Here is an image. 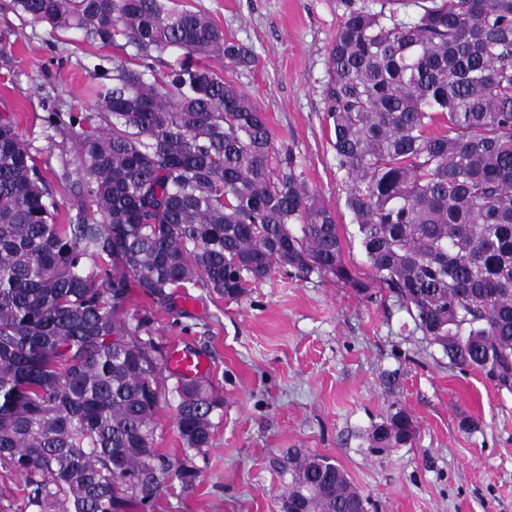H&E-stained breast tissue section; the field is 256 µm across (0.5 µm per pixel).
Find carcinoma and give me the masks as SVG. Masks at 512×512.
<instances>
[{
  "label": "carcinoma",
  "mask_w": 512,
  "mask_h": 512,
  "mask_svg": "<svg viewBox=\"0 0 512 512\" xmlns=\"http://www.w3.org/2000/svg\"><path fill=\"white\" fill-rule=\"evenodd\" d=\"M411 21L353 11L328 54L327 120L345 207L376 279L417 330L460 369L512 391V0H423ZM52 30L113 61L96 111L51 105L46 128L74 142L63 224L16 122L0 118V478L24 482V508L135 512L172 477L192 480L156 443L164 362L133 289L167 307L175 293L241 296L281 267L332 276L360 293L334 214L293 154L274 159L264 113L193 58L255 62L206 16L173 0H13ZM183 58L145 79L153 53ZM95 125L99 132H78ZM300 226L295 232L293 226ZM184 449L212 442L224 405L177 381ZM401 406L368 447L412 445ZM283 512H369L371 501L325 456L290 448Z\"/></svg>",
  "instance_id": "carcinoma-1"
}]
</instances>
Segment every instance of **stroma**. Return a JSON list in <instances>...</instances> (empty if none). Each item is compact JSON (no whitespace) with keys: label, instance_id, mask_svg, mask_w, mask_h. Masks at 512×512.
<instances>
[{"label":"stroma","instance_id":"35a3bbf8","mask_svg":"<svg viewBox=\"0 0 512 512\" xmlns=\"http://www.w3.org/2000/svg\"><path fill=\"white\" fill-rule=\"evenodd\" d=\"M205 13L227 40L249 46L253 66L221 58L207 66L265 113L274 145L290 150L308 185L336 215L344 259L370 286L361 295L336 278L282 268L237 299L180 291L155 310L134 293L130 310L154 317L164 351L207 358L205 383L224 405L212 416V443L183 451L174 420L176 379L165 380L157 445L197 471L172 479L150 512H282L272 461L287 449L331 458L369 495L371 512H512V392L486 375L449 366L416 330L388 288L376 282L344 205V180L330 145L324 88L340 20L350 11L414 19L421 0H177ZM0 117L32 146L58 204L70 191L58 174L70 142L46 130L45 100L94 111V87L112 72L116 51L80 31L53 34L0 0ZM401 405L416 426L413 445L373 453L363 435ZM477 421L476 430L462 427Z\"/></svg>","mask_w":512,"mask_h":512}]
</instances>
